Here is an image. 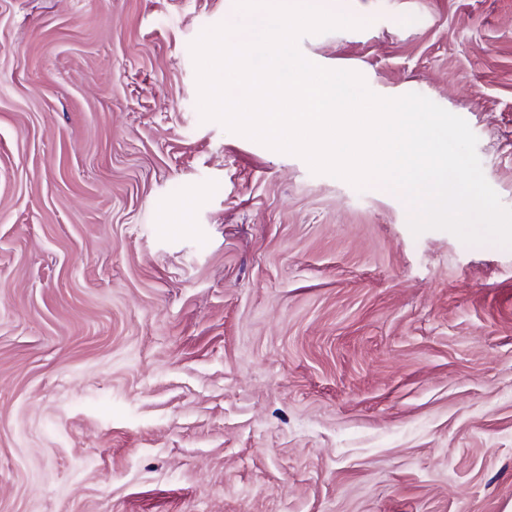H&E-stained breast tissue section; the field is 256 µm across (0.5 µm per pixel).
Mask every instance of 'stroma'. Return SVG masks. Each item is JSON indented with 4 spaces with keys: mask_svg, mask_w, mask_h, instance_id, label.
Masks as SVG:
<instances>
[{
    "mask_svg": "<svg viewBox=\"0 0 512 512\" xmlns=\"http://www.w3.org/2000/svg\"><path fill=\"white\" fill-rule=\"evenodd\" d=\"M512 209V0H312ZM236 0H0V512H512V248L202 120Z\"/></svg>",
    "mask_w": 512,
    "mask_h": 512,
    "instance_id": "obj_1",
    "label": "stroma"
}]
</instances>
